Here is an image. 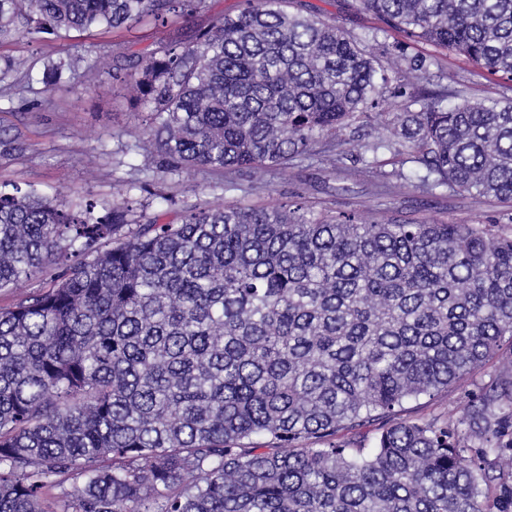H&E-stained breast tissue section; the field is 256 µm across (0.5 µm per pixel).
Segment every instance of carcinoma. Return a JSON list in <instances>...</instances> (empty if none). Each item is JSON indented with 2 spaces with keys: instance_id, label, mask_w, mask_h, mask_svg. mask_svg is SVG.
<instances>
[{
  "instance_id": "cac0c4a2",
  "label": "carcinoma",
  "mask_w": 512,
  "mask_h": 512,
  "mask_svg": "<svg viewBox=\"0 0 512 512\" xmlns=\"http://www.w3.org/2000/svg\"><path fill=\"white\" fill-rule=\"evenodd\" d=\"M206 0H0V42L165 25ZM405 39L367 42L287 0H246L188 43L116 57L172 174L236 178L318 155L343 163L419 43L512 83V0H355ZM449 91L362 145L416 187L512 202V98ZM0 189V512H512V369L457 420L404 405L480 370L512 337V232L191 204L132 224ZM388 422L374 446L339 442ZM60 490L55 500L46 495ZM55 270L47 269L30 280L21 282L17 288L10 292L0 291V306L11 305L20 296L29 294L41 288H48L54 278Z\"/></svg>"
}]
</instances>
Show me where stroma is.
<instances>
[{
  "instance_id": "35a3bbf8",
  "label": "stroma",
  "mask_w": 512,
  "mask_h": 512,
  "mask_svg": "<svg viewBox=\"0 0 512 512\" xmlns=\"http://www.w3.org/2000/svg\"><path fill=\"white\" fill-rule=\"evenodd\" d=\"M352 0H293V9L314 12L335 20L357 34L372 31L373 16L353 9ZM244 0H207L205 11L190 17H170L166 34L188 41L218 15L238 14ZM158 34L151 22L138 24L119 37L70 33L57 38L47 34L0 44V185L17 184L54 196L67 208L97 201L98 214L112 206L116 189H129L135 215H164L179 222L185 205L231 203L275 208L303 201L311 217L357 212L367 221L390 218L444 221L451 224L512 222V205L494 199L472 197L439 188L430 192L396 179L401 159L386 151L359 160L350 153L344 173L336 175L328 162L308 159L288 169H272L242 189L225 191L222 177L191 168L178 176L165 173L162 165L142 169L145 156L156 148L141 133L142 106L125 96L111 78L112 60L123 53H146ZM415 54L436 58L427 76L410 80L402 92H388L383 112L396 113L412 101L442 89H460L465 100L480 103L503 95L502 87L489 81L464 57L420 45ZM82 56L98 66L94 92L84 89L80 69H62L56 84L43 80L58 62ZM25 59L27 77L6 73L9 59ZM512 359V345L503 344L498 358L474 375L460 379L434 397L406 405L414 418H459L479 384Z\"/></svg>"
}]
</instances>
